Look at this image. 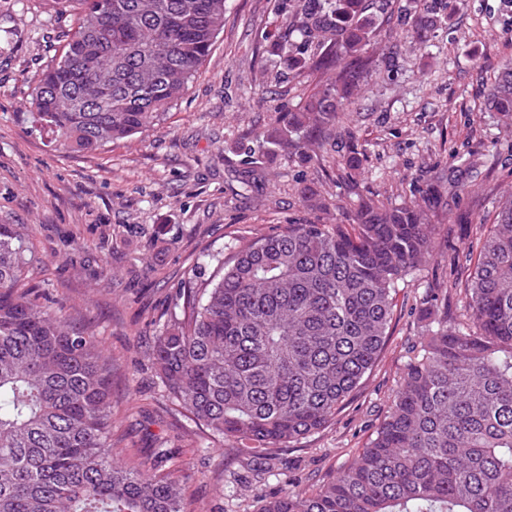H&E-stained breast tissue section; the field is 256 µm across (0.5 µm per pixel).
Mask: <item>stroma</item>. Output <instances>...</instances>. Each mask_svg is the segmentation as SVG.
Segmentation results:
<instances>
[{"label":"stroma","instance_id":"stroma-1","mask_svg":"<svg viewBox=\"0 0 512 512\" xmlns=\"http://www.w3.org/2000/svg\"><path fill=\"white\" fill-rule=\"evenodd\" d=\"M282 0H226L224 28L167 120L92 153L32 132L35 87L61 51L67 18L44 0H0V224L40 261L26 283L92 327L111 354L112 452L171 449L187 512H261L284 489L314 491L364 448L399 387L407 343L422 335L424 293L462 313L466 258L512 195V120L485 108L512 63V0H390L361 92L318 162L273 149L259 190L240 184L239 147L294 106L316 76L278 74L271 36ZM473 159L475 173L460 168ZM456 177V194L430 196ZM419 201L433 256L400 281L381 357L326 428L270 449L264 468L234 440L176 408L151 359L188 280H210L239 240L288 224H342L353 203Z\"/></svg>","mask_w":512,"mask_h":512}]
</instances>
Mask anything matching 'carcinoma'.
I'll return each mask as SVG.
<instances>
[{
  "label": "carcinoma",
  "mask_w": 512,
  "mask_h": 512,
  "mask_svg": "<svg viewBox=\"0 0 512 512\" xmlns=\"http://www.w3.org/2000/svg\"><path fill=\"white\" fill-rule=\"evenodd\" d=\"M76 10L35 89L33 121L76 152L164 121L224 26L225 0H49ZM373 0H292L274 56L292 76L336 69L240 159L252 188L267 146L301 162L330 142L367 75ZM512 118V67L488 99ZM432 253L418 204L361 201L347 224H289L239 242L180 294L153 361L184 413L261 459L336 418L377 363L398 282ZM32 251L0 224V512H185L180 469L112 456V357L21 287ZM262 512H512V195L478 241L463 313L436 317L368 446L311 493Z\"/></svg>",
  "instance_id": "carcinoma-1"
}]
</instances>
